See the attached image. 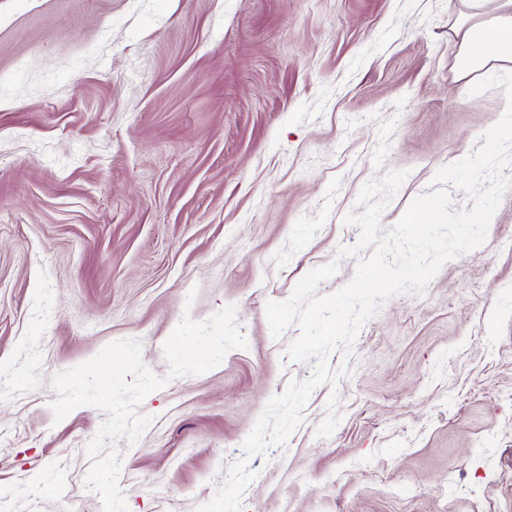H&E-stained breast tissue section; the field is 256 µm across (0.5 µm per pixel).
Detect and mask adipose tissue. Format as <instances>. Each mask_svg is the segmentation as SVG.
Segmentation results:
<instances>
[{
	"instance_id": "ef3b65f1",
	"label": "adipose tissue",
	"mask_w": 512,
	"mask_h": 512,
	"mask_svg": "<svg viewBox=\"0 0 512 512\" xmlns=\"http://www.w3.org/2000/svg\"><path fill=\"white\" fill-rule=\"evenodd\" d=\"M512 45V0H502L496 15L469 26L463 33L458 50L462 70L505 60Z\"/></svg>"
}]
</instances>
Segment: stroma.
Listing matches in <instances>:
<instances>
[{
  "label": "stroma",
  "instance_id": "stroma-1",
  "mask_svg": "<svg viewBox=\"0 0 512 512\" xmlns=\"http://www.w3.org/2000/svg\"><path fill=\"white\" fill-rule=\"evenodd\" d=\"M469 0H0V512H102L94 406L52 379L124 339L169 371L183 316L237 307L248 346L171 380L121 439L128 512H197L268 401L308 379L266 305L354 277L368 181L391 228L503 115L512 63L461 72ZM241 512H512V187L481 246L327 357ZM456 484H449V475Z\"/></svg>",
  "mask_w": 512,
  "mask_h": 512
}]
</instances>
